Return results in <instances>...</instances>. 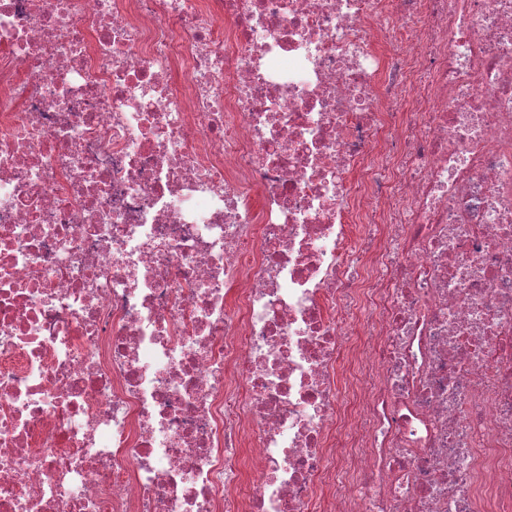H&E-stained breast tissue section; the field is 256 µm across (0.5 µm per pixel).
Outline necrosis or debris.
<instances>
[{"label": "necrosis or debris", "instance_id": "4bbe7bcc", "mask_svg": "<svg viewBox=\"0 0 512 512\" xmlns=\"http://www.w3.org/2000/svg\"><path fill=\"white\" fill-rule=\"evenodd\" d=\"M512 512V0H0V512Z\"/></svg>", "mask_w": 512, "mask_h": 512}]
</instances>
